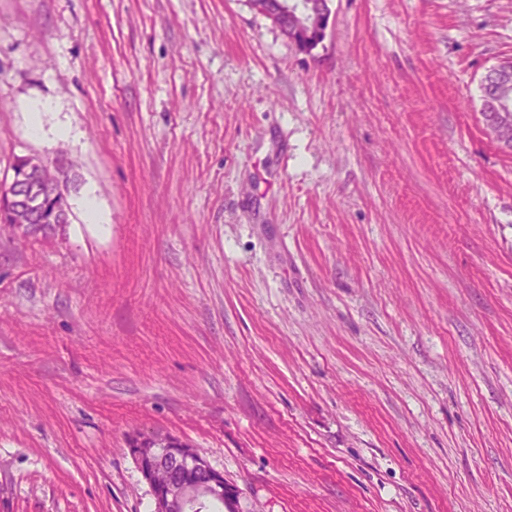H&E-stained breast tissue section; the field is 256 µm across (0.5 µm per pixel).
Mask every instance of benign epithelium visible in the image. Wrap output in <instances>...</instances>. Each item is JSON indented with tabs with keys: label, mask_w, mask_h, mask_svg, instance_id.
Segmentation results:
<instances>
[{
	"label": "benign epithelium",
	"mask_w": 512,
	"mask_h": 512,
	"mask_svg": "<svg viewBox=\"0 0 512 512\" xmlns=\"http://www.w3.org/2000/svg\"><path fill=\"white\" fill-rule=\"evenodd\" d=\"M252 7L270 17L295 45L307 50L320 44L329 27L330 0H250ZM483 120L488 135L512 152V60L491 66L482 76ZM39 162L20 161L12 166L10 185L15 192L0 194V222L29 207L27 190L54 202L50 211L38 209L32 219L53 224L69 214L66 195L57 180H46ZM129 452L153 493V512H200L215 500L228 497L224 474L213 469L190 444L170 435L135 436Z\"/></svg>",
	"instance_id": "benign-epithelium-1"
}]
</instances>
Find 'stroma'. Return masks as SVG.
<instances>
[{"label": "stroma", "mask_w": 512, "mask_h": 512, "mask_svg": "<svg viewBox=\"0 0 512 512\" xmlns=\"http://www.w3.org/2000/svg\"><path fill=\"white\" fill-rule=\"evenodd\" d=\"M330 6L305 53L248 0H0V179H72L63 231L0 233V512H151L140 434L229 512H512V153L479 90L512 0Z\"/></svg>", "instance_id": "1"}]
</instances>
